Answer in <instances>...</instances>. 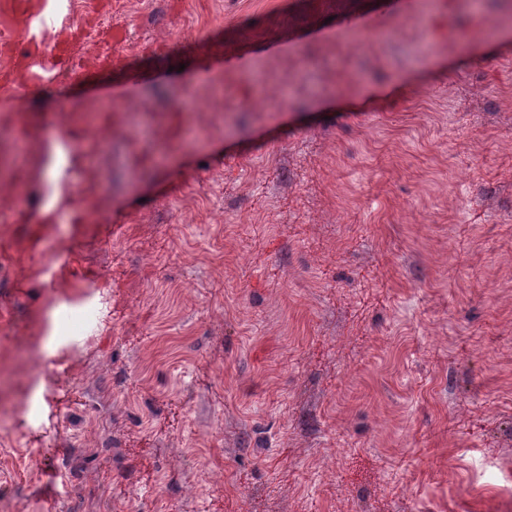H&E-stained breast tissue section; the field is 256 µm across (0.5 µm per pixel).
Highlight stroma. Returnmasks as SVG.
Returning a JSON list of instances; mask_svg holds the SVG:
<instances>
[{
    "mask_svg": "<svg viewBox=\"0 0 512 512\" xmlns=\"http://www.w3.org/2000/svg\"><path fill=\"white\" fill-rule=\"evenodd\" d=\"M26 2L81 70L19 94L0 45V361L46 382L0 512H471L512 477V0Z\"/></svg>",
    "mask_w": 512,
    "mask_h": 512,
    "instance_id": "1",
    "label": "stroma"
}]
</instances>
